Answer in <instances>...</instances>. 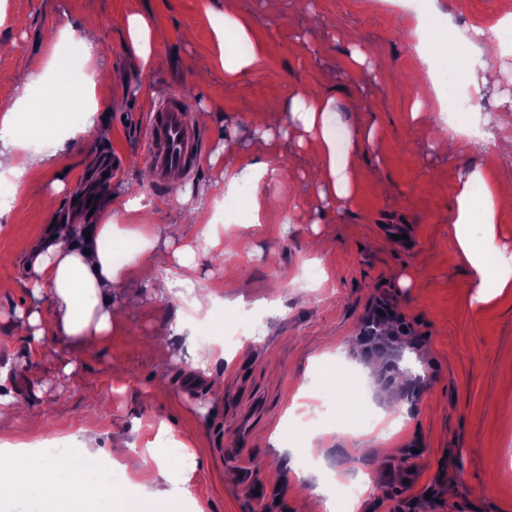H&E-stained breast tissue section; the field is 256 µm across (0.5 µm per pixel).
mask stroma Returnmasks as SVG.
Returning a JSON list of instances; mask_svg holds the SVG:
<instances>
[{"label":"stroma","mask_w":512,"mask_h":512,"mask_svg":"<svg viewBox=\"0 0 512 512\" xmlns=\"http://www.w3.org/2000/svg\"><path fill=\"white\" fill-rule=\"evenodd\" d=\"M251 26L261 69L237 83L215 63L213 25L226 2ZM0 0L7 16L24 26L0 29V105L16 96L6 74L42 71L52 48L48 31L88 17L98 24L101 66H78L93 85L102 139L73 140L68 152L31 169L11 186L10 210L0 217V246L13 259L0 263V396L19 409L0 418V445H73L91 434L103 458L112 437L124 432L132 447L119 481L133 470L153 472L140 450L159 422L170 440L160 454L175 461L181 444L197 454L188 497L175 507L139 503L136 512H295L313 497L319 482L376 485L353 512H512V422L499 415L512 405V288L485 303L475 302L465 281L469 268L448 222L452 188L464 164L482 165L488 176L512 182V162L492 154L467 157L438 153L434 138L446 121L481 135L494 131L496 101L512 89V49L485 62L482 98L462 86L471 106L464 112L434 111V97L411 86L423 60L400 37L404 21L440 7L461 30L501 28L512 0H309L294 12L290 0ZM145 15L163 35L165 66L142 72L124 43L127 15ZM357 31L381 68L349 69L352 46L343 34ZM332 94L338 103L333 129L352 133L361 154L354 196L345 211L317 207L319 176L311 149L295 136L278 138L284 174L268 194H293L299 209L266 211L258 224L225 214L217 255L198 257L200 286L214 293L216 308L202 323L176 333L182 294L156 296L151 281L178 248L165 225L181 219L188 203L211 209L228 200L224 155L245 154L261 133L280 124L297 89ZM170 89L183 93L198 114L218 112L217 124H202L207 158L200 173L181 181L175 195L153 189L143 176L137 121L144 108ZM433 109L431 126L408 121L413 98ZM103 153L120 167L112 194L160 202L154 216L155 247L143 254L141 277L119 285L112 305L120 324L101 343L83 347L59 340L31 350L16 331L19 312L49 306L47 295L24 288L22 265L50 231L48 215L61 196H79L85 174ZM381 304L396 318L387 332H370L368 317ZM249 314L264 320L259 337L225 347L226 320ZM209 336L201 346L200 336ZM223 360L202 363L204 350ZM71 372H64L65 364ZM357 371L372 407V424L386 428L395 412L383 397L398 376L408 414L391 438L371 440L364 427L336 432L337 403L351 394L343 374ZM223 378L222 393L210 381ZM320 398L315 418L302 426L288 410L299 387ZM323 456L305 478L287 482L277 464L295 461L307 440ZM260 485L265 496L251 488Z\"/></svg>","instance_id":"stroma-1"}]
</instances>
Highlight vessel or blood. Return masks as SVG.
Masks as SVG:
<instances>
[{"mask_svg":"<svg viewBox=\"0 0 512 512\" xmlns=\"http://www.w3.org/2000/svg\"><path fill=\"white\" fill-rule=\"evenodd\" d=\"M185 98L176 90L161 95L143 115L140 141L151 170L152 185L169 193L175 184L195 177L203 163L205 137L191 125Z\"/></svg>","mask_w":512,"mask_h":512,"instance_id":"obj_1","label":"vessel or blood"}]
</instances>
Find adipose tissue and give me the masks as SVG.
<instances>
[{"label": "adipose tissue", "mask_w": 512, "mask_h": 512, "mask_svg": "<svg viewBox=\"0 0 512 512\" xmlns=\"http://www.w3.org/2000/svg\"><path fill=\"white\" fill-rule=\"evenodd\" d=\"M228 29L236 32L238 41L227 45L218 63L226 80L234 82L256 73L262 64V54L255 50L239 53L237 45L248 42L249 27L229 9L224 12L223 26L215 30L216 38H223ZM416 33L439 56L454 52L464 40L488 58L500 53L499 44L481 27L473 28L468 40L454 24L440 20L417 28ZM124 34L142 71L151 72L161 66V36L150 27L145 16H128L124 21ZM36 88L51 98L69 96L66 66L58 55H51L45 72L28 73L18 81L15 101L0 115V174L19 178L38 164V156L28 151L30 143L48 141L57 150L67 147L66 140L53 132L54 117L28 114L30 94ZM334 108L335 100L331 96L297 91L291 99L284 127L309 135L314 146L315 167L321 176L319 202L342 210L353 197L359 153L350 142L342 143L335 137L330 125ZM435 148L459 155L492 152L512 161V126L499 123L497 133L480 143L464 141L457 131H446L436 141ZM282 173L278 148L267 138L262 139L253 152L231 153L224 159L225 186L232 191L240 183L249 184L252 215L256 218L270 202L265 193L266 184ZM477 186L484 190L483 207L478 211L471 206L472 191ZM453 195L456 206L448 219L474 271L469 285L475 290L476 300L483 302L489 298V288H512V251L498 245L495 233L497 212L505 199L512 198V185L486 184L482 167L470 165L455 182ZM118 233V225L108 220L90 226L68 220L52 225L50 239L30 251L25 260L24 284L33 293H47L51 301L50 312L34 309L20 322L31 347H40L55 338L93 346L109 336L116 323L112 290L133 276L125 263L112 253V243ZM167 264V274L153 283L158 294L170 295L176 288L194 282L198 263L192 248L175 251ZM6 454L11 464L6 478L0 479V503L32 495L44 512H92L117 495L107 475H95L49 457L37 463L20 448L7 449Z\"/></svg>", "instance_id": "1"}]
</instances>
